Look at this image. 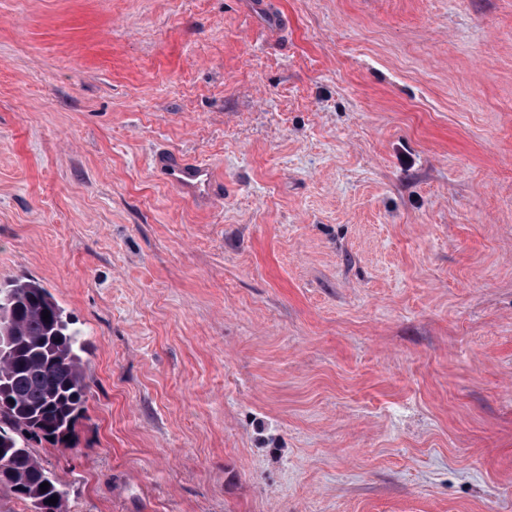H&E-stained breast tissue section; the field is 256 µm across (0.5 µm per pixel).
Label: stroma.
Listing matches in <instances>:
<instances>
[{
  "label": "stroma",
  "instance_id": "stroma-1",
  "mask_svg": "<svg viewBox=\"0 0 512 512\" xmlns=\"http://www.w3.org/2000/svg\"><path fill=\"white\" fill-rule=\"evenodd\" d=\"M264 2L0 0V283L88 384L30 448L67 512H512V0ZM155 176L182 198L199 206H209L224 195L210 164L171 149L158 150L151 162Z\"/></svg>",
  "mask_w": 512,
  "mask_h": 512
}]
</instances>
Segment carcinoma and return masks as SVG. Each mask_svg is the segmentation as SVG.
Listing matches in <instances>:
<instances>
[{"instance_id": "1", "label": "carcinoma", "mask_w": 512, "mask_h": 512, "mask_svg": "<svg viewBox=\"0 0 512 512\" xmlns=\"http://www.w3.org/2000/svg\"><path fill=\"white\" fill-rule=\"evenodd\" d=\"M79 350L78 332L48 289L25 277L0 284V464L8 467L0 488L46 512H65L64 492L27 440L67 446L65 436H75L88 389Z\"/></svg>"}]
</instances>
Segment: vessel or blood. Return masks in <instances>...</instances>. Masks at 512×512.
<instances>
[{"mask_svg": "<svg viewBox=\"0 0 512 512\" xmlns=\"http://www.w3.org/2000/svg\"><path fill=\"white\" fill-rule=\"evenodd\" d=\"M151 167L159 180L197 205H210L224 194L223 182L216 178L210 164L202 160L163 149L154 153Z\"/></svg>", "mask_w": 512, "mask_h": 512, "instance_id": "vessel-or-blood-1", "label": "vessel or blood"}]
</instances>
